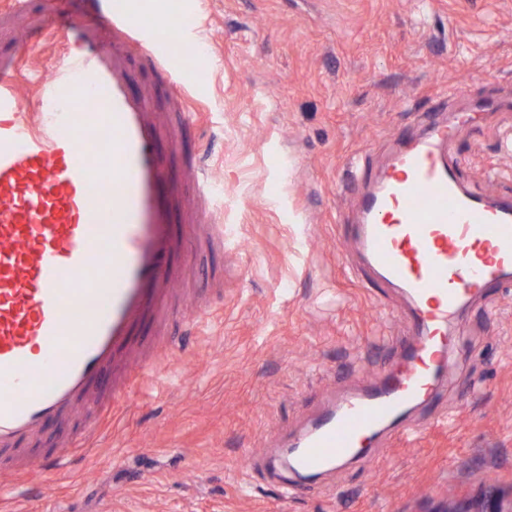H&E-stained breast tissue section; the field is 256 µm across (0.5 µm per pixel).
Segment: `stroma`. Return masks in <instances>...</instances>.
Listing matches in <instances>:
<instances>
[{"mask_svg":"<svg viewBox=\"0 0 512 512\" xmlns=\"http://www.w3.org/2000/svg\"><path fill=\"white\" fill-rule=\"evenodd\" d=\"M209 120L163 140L179 192L196 150L219 171L223 248H189L175 308L147 322L154 373L88 440L50 423L37 453L83 462L0 478V512H512V283L461 310L463 345L413 438L375 448L283 496L286 445L326 411L399 369L410 298L364 263L360 197L402 137L478 123L445 150L470 193L512 200V0H200ZM134 91L172 95L139 55Z\"/></svg>","mask_w":512,"mask_h":512,"instance_id":"obj_1","label":"stroma"}]
</instances>
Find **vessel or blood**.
<instances>
[{"mask_svg": "<svg viewBox=\"0 0 512 512\" xmlns=\"http://www.w3.org/2000/svg\"><path fill=\"white\" fill-rule=\"evenodd\" d=\"M30 4L0 0V27L15 40L0 53V457L9 462L92 398L111 406L125 398L150 366L135 331L160 317L176 258L224 235L219 183L203 158L188 170L193 195L167 186L162 137L194 127L190 99L176 94L170 120L128 85L132 52L163 61L175 84L183 50L196 47L181 34L183 15L163 18L175 37L161 41L143 28L139 0H83L81 15L35 24L25 20ZM48 53L59 63L47 71ZM471 120L436 122L404 140L360 200L361 249L411 298L417 337L396 373L297 438L294 471L338 466L389 423L408 436L404 413L434 396L450 324L512 273V204L465 191L444 157Z\"/></svg>", "mask_w": 512, "mask_h": 512, "instance_id": "b4317fda", "label": "vessel or blood"}]
</instances>
